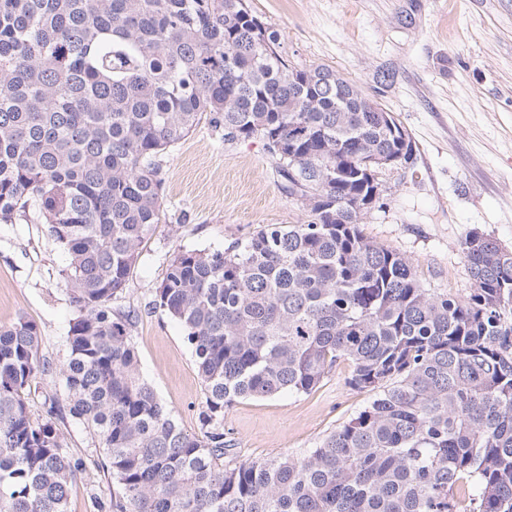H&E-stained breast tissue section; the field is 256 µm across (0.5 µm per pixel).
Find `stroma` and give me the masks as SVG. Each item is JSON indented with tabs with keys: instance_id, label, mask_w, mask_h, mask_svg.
<instances>
[{
	"instance_id": "stroma-1",
	"label": "stroma",
	"mask_w": 512,
	"mask_h": 512,
	"mask_svg": "<svg viewBox=\"0 0 512 512\" xmlns=\"http://www.w3.org/2000/svg\"><path fill=\"white\" fill-rule=\"evenodd\" d=\"M292 67L323 65L389 108L412 137L413 168L383 169V207L362 232L408 256L423 287L469 292L461 243L476 231L512 249V0H246ZM162 218L141 248L114 309H137L132 339L141 378L186 431L199 429L204 387L179 323L155 309L175 255L216 250L306 219L260 138L225 141L201 122L160 158ZM64 251L37 214L0 223V325L34 321L42 352L66 355L76 316L60 271ZM340 361L308 393L244 399L224 410V433L241 455H298L316 447L372 395L353 389ZM87 470L68 512H95L113 491L97 442L61 425Z\"/></svg>"
}]
</instances>
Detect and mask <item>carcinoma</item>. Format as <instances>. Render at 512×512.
<instances>
[{"label": "carcinoma", "instance_id": "obj_1", "mask_svg": "<svg viewBox=\"0 0 512 512\" xmlns=\"http://www.w3.org/2000/svg\"><path fill=\"white\" fill-rule=\"evenodd\" d=\"M276 45L245 0H0V223L39 214L77 310L58 365L34 322L0 326V512H68L86 470L69 417L118 487L98 512H460L461 483L466 512H512V250L472 232L469 293L422 287L359 230L362 162L397 155L401 124ZM203 120L264 139L308 220L181 252L156 288L204 386L188 433L140 377L138 313L112 301L160 222L159 157ZM340 360L371 401L300 455H237L225 407L310 392ZM39 375L63 394L35 417Z\"/></svg>", "mask_w": 512, "mask_h": 512}]
</instances>
